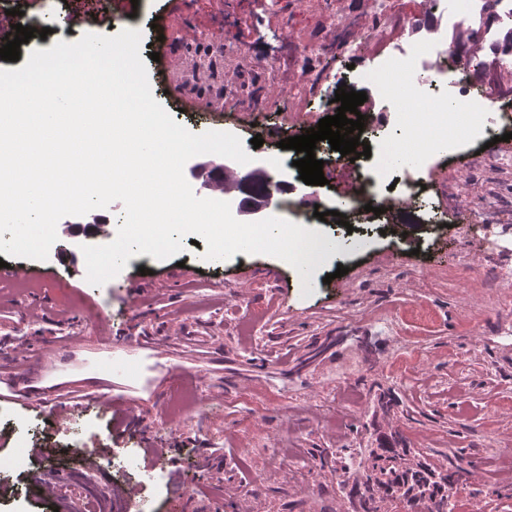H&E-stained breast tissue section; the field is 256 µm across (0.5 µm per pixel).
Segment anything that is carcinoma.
Wrapping results in <instances>:
<instances>
[{"mask_svg":"<svg viewBox=\"0 0 512 512\" xmlns=\"http://www.w3.org/2000/svg\"><path fill=\"white\" fill-rule=\"evenodd\" d=\"M376 447L338 457L333 465L318 454L320 467L336 474V491L342 493V512H448V492L467 473L461 460L447 456L434 461L419 448L408 446L393 424L391 399L386 393L373 397Z\"/></svg>","mask_w":512,"mask_h":512,"instance_id":"obj_1","label":"carcinoma"}]
</instances>
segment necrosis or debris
<instances>
[{
  "label": "necrosis or debris",
  "instance_id": "1",
  "mask_svg": "<svg viewBox=\"0 0 512 512\" xmlns=\"http://www.w3.org/2000/svg\"><path fill=\"white\" fill-rule=\"evenodd\" d=\"M398 0H368L366 14L337 12L333 0H323V38L289 46L282 62L296 67L315 68L324 89L323 101L335 97L341 80L340 63H352L362 56V43L351 40L358 23H365L363 41L384 39L391 21H398L401 36L382 64V79L374 92L384 111L396 115V135L406 147L404 166L407 176L395 178L396 168L389 161L366 162L349 159L335 150L325 151V169L346 170L353 190L338 210L346 222L358 223L365 205H378L379 184L398 182L389 210L400 204L420 207L428 198L423 181L415 169L463 140H480L497 136L512 127V95L489 93L485 84L474 76L484 68L480 57L469 54L458 39L467 31L472 40L487 44L502 66L512 65V46L500 40L502 19H512V0H423L421 11L396 15ZM336 67H328V60ZM422 85L423 99L429 108L426 120H417L408 90ZM468 180L449 181L441 198L445 206L456 211L464 221L479 224H511L512 211L498 208L493 196L482 195L475 205H468Z\"/></svg>",
  "mask_w": 512,
  "mask_h": 512
}]
</instances>
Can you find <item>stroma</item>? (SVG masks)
I'll list each match as a JSON object with an SVG mask.
<instances>
[{"label":"stroma","instance_id":"35a3bbf8","mask_svg":"<svg viewBox=\"0 0 512 512\" xmlns=\"http://www.w3.org/2000/svg\"><path fill=\"white\" fill-rule=\"evenodd\" d=\"M293 0H33L35 24L75 13L131 18L142 34L140 57L152 95L191 129L220 112L223 131L249 143L260 134L255 98L273 102L276 125L317 126L325 112L308 67L277 64L273 28ZM158 60H150V52ZM303 84L306 96L290 87ZM261 135V134H260ZM478 147L462 144L420 171L471 172ZM363 248L328 256L309 282L287 262L265 254L204 259L185 244L164 260L142 254L103 285L86 279L84 237L51 247L44 260L10 258L39 273L34 291L0 280V413L36 419L37 437L20 440L0 424V458L17 454L26 468L0 479V512H106L110 483L136 487L127 512L156 502L157 512H214L220 486L249 512H335L336 478L313 455L363 448L372 432L369 392L391 390L396 423L411 445L440 459L462 454L470 474L465 495L491 512L496 478L485 451L512 456V301L494 282L512 273V224L494 225L504 251L487 257L481 225L461 224L446 208L428 206L408 222L365 225ZM470 237L469 252L457 240ZM348 269L336 276L338 266ZM486 267L485 278L471 272ZM262 321L243 342L247 314ZM376 341L372 353L352 344ZM417 352L412 381L395 377L406 352ZM180 381H173V374ZM465 377L463 389L454 382ZM200 393L197 407L165 422L178 384ZM110 395L111 406L97 397ZM353 396V413L322 423L320 405ZM137 407L126 420L121 406ZM80 419L78 429L59 415ZM495 420L496 431L486 428ZM95 459L89 475L80 457ZM60 481L57 496L30 482L45 461Z\"/></svg>","mask_w":512,"mask_h":512}]
</instances>
